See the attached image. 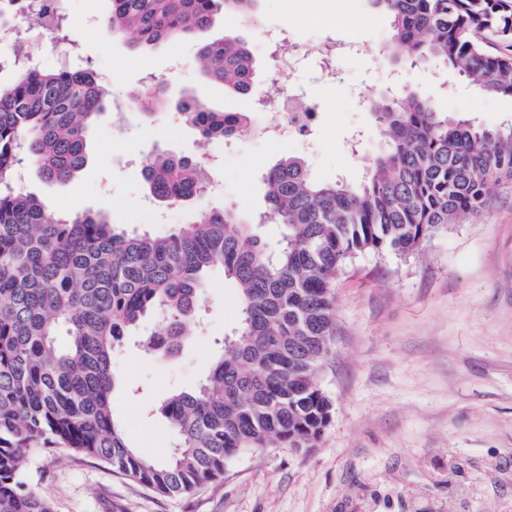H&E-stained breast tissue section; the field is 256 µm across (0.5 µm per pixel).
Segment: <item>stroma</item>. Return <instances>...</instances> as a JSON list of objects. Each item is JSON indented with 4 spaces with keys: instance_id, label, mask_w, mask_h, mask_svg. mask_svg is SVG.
<instances>
[{
    "instance_id": "stroma-1",
    "label": "stroma",
    "mask_w": 512,
    "mask_h": 512,
    "mask_svg": "<svg viewBox=\"0 0 512 512\" xmlns=\"http://www.w3.org/2000/svg\"><path fill=\"white\" fill-rule=\"evenodd\" d=\"M105 0H69L72 52L91 59L100 83L124 97L152 81L165 85L167 106L148 123L134 109L121 119L99 117L86 168L71 182L50 183L23 164V192L63 215L110 214L115 223L154 235L176 231L189 211L230 205L265 207L263 176L286 154L303 153L312 173L356 182L381 147L370 112L358 100L381 95L388 67L374 55L338 58V79L325 81L313 45L388 30L370 0H261V28L286 31L304 53L294 74L301 101L322 112L311 148L251 133L206 141L183 123L176 106L193 93L214 111L253 113L257 96L238 97L205 81L193 41L150 50L112 34ZM442 112L484 125L512 120V97L471 91L454 74L425 68L403 76ZM363 132L359 146L351 136ZM165 150L211 164L214 188L190 205H158L143 183L142 163ZM336 334L317 375L334 404L316 448H253L229 463L222 479L167 497L113 473L105 464L50 450L35 457L30 487L55 512H512V187L499 189L485 209L449 225L415 256L367 253L338 276ZM238 300L223 273H214L198 310L200 329L172 356L152 358L140 347L153 328L144 321L112 355L116 420L135 448L165 460L172 444L159 407L175 391L196 389L237 320Z\"/></svg>"
}]
</instances>
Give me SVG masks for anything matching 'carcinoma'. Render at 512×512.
Masks as SVG:
<instances>
[{
    "label": "carcinoma",
    "instance_id": "carcinoma-1",
    "mask_svg": "<svg viewBox=\"0 0 512 512\" xmlns=\"http://www.w3.org/2000/svg\"><path fill=\"white\" fill-rule=\"evenodd\" d=\"M259 2L109 0L104 22L153 47L193 41L226 12L255 24ZM371 2L390 19L383 53L396 65L448 68L481 93L512 96V53L491 50L512 47V0ZM199 58L206 80L254 93L255 59L243 39L201 41ZM131 97L147 118L166 100L148 87ZM104 104L86 65L30 67L0 85V512H54L25 480L44 448L174 496L222 477L251 448L316 447L334 414L316 374L335 332L337 274L365 253L416 255L512 183V123L439 112L409 88L369 101L384 149L360 183L321 180L303 157L286 155L263 177V212L224 205L167 236L128 233L106 214L59 215L17 184L23 156L49 182L74 179ZM179 111L205 140L252 129L246 113L215 112L193 96ZM143 181L167 207L204 193L208 176L199 162L160 152L147 159ZM267 223L280 225L274 250L257 233ZM215 268L238 290L237 323L200 386L161 405L174 442L158 461L114 418L112 353L149 316L142 350H178L198 330Z\"/></svg>",
    "mask_w": 512,
    "mask_h": 512
}]
</instances>
